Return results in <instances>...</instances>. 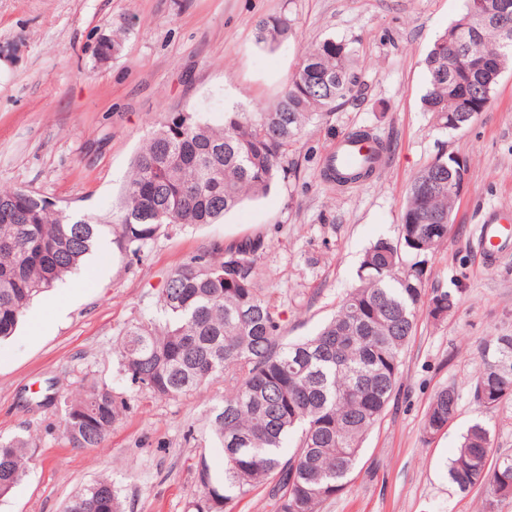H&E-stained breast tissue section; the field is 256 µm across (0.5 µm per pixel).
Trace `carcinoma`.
I'll return each instance as SVG.
<instances>
[{
  "label": "carcinoma",
  "instance_id": "obj_1",
  "mask_svg": "<svg viewBox=\"0 0 512 512\" xmlns=\"http://www.w3.org/2000/svg\"><path fill=\"white\" fill-rule=\"evenodd\" d=\"M501 0L483 11L465 0L457 20L440 34L425 65V111L442 129L468 126L485 111L495 86L512 64V27L497 19ZM286 12L256 24L255 41L271 45L292 32ZM127 33L119 27L103 39L98 57L118 55ZM475 59H493L475 70ZM355 51L328 37L305 49L300 66L279 97L257 112L224 113L210 125L195 112L161 123L134 157L116 226L75 220L47 210L42 196L14 188L0 191V340L13 337L33 300L77 270L106 235L125 254L170 224H214L249 197L262 195L285 172L288 151L305 129L325 120L361 92ZM442 156L410 183L397 241L380 239L364 253L360 284L339 302L336 314L314 335L282 344L278 312L258 288V259L265 239L246 238L192 257L162 289L165 323H137L112 347L130 383L157 398L175 399L225 378L224 405L212 434L224 449V482L202 472L204 498L196 512H224L239 496L272 478L274 512H320L357 463L362 443L381 419L396 389L401 356L428 304L445 312L457 298L434 290L424 301L427 256L448 239L457 194L448 187ZM377 174L365 164L343 176L330 166L325 177L357 182ZM492 361L473 381V399L487 410L512 397V336H497ZM455 388L444 387L428 406L424 437L444 430L458 411ZM127 410L106 386H81L60 407L64 435L75 448H97ZM294 443L286 457L283 448ZM30 442L0 437V498L26 476ZM461 493L485 486L493 497L512 485V454L493 447L491 429L472 424L448 463ZM64 512H123L109 477L87 485Z\"/></svg>",
  "mask_w": 512,
  "mask_h": 512
}]
</instances>
